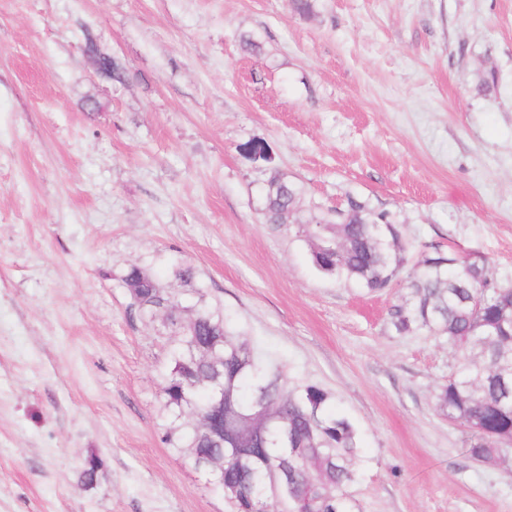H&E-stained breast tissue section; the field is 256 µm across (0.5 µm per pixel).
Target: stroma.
Returning <instances> with one entry per match:
<instances>
[{
    "instance_id": "obj_1",
    "label": "stroma",
    "mask_w": 512,
    "mask_h": 512,
    "mask_svg": "<svg viewBox=\"0 0 512 512\" xmlns=\"http://www.w3.org/2000/svg\"><path fill=\"white\" fill-rule=\"evenodd\" d=\"M312 4L0 0V512H234L165 440L168 331L132 311L134 265L331 394L356 512H512V475L435 408L447 344L311 258L312 217L353 197L407 266L483 257L512 285V0ZM276 173L302 192L283 224ZM300 203V190L296 184L275 175L271 178L265 198V217L269 224L279 223L289 207Z\"/></svg>"
}]
</instances>
